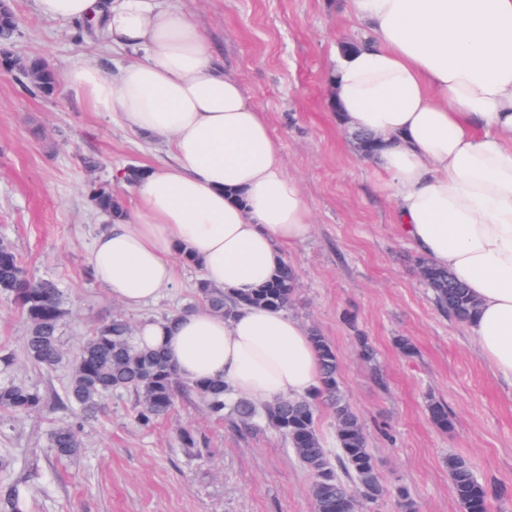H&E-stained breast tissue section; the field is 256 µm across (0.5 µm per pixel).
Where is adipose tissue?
<instances>
[{
	"mask_svg": "<svg viewBox=\"0 0 512 512\" xmlns=\"http://www.w3.org/2000/svg\"><path fill=\"white\" fill-rule=\"evenodd\" d=\"M38 13L95 21L128 52L116 72L88 63L66 82L97 112L165 141L173 160L145 168L138 208L103 225L93 277L130 308L155 301L191 259L234 296L270 280L311 212L259 108L199 28L167 0H35ZM366 25L335 54L330 99L348 132L375 139L370 163L392 191L416 251L447 268L478 307L468 327L512 380V0H349ZM138 340L181 379L220 378L231 397L271 402L320 381L317 352L292 317L265 306L149 319Z\"/></svg>",
	"mask_w": 512,
	"mask_h": 512,
	"instance_id": "adipose-tissue-1",
	"label": "adipose tissue"
}]
</instances>
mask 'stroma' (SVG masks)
Wrapping results in <instances>:
<instances>
[{"label":"stroma","mask_w":512,"mask_h":512,"mask_svg":"<svg viewBox=\"0 0 512 512\" xmlns=\"http://www.w3.org/2000/svg\"><path fill=\"white\" fill-rule=\"evenodd\" d=\"M169 2L220 49L226 72L280 140L285 172L301 185L313 226L307 240L283 252L300 275L288 313L336 348L342 392L365 427L386 490L371 512H398L397 486L409 489L417 512H460L448 477L452 455L504 489L492 512H512V382L495 375L466 324L436 306L417 273V252L394 222L389 188L329 102L336 46L361 37L360 22L348 16L345 0ZM13 8L12 50L20 59L44 58L62 76L89 62L113 70L125 59L85 25L42 17L34 0H14ZM88 158L98 167L87 168ZM170 159L165 143L93 111L65 84L32 93L20 75L0 71V240L30 278L63 290L66 356L112 317L136 326L201 308V275L187 263L176 285L138 309L112 298L89 273L105 218L88 202V183H111L130 212L134 189L114 172ZM346 311L355 326L343 322ZM26 333L21 314L0 294V350L16 356L11 368H0V385L26 382L49 402L42 412L0 420V460L9 464L0 484L28 474L20 487L25 512H314L311 475L278 432L216 420L194 398L145 429L134 419L133 396L112 397L84 420L82 454L55 459L49 436L67 414L53 404L70 366H34L23 352ZM400 336L414 353L399 351ZM362 337L374 351L368 362L358 354ZM432 398L447 406L451 430L431 421ZM184 427L198 439L191 454L179 438Z\"/></svg>","instance_id":"obj_1"}]
</instances>
